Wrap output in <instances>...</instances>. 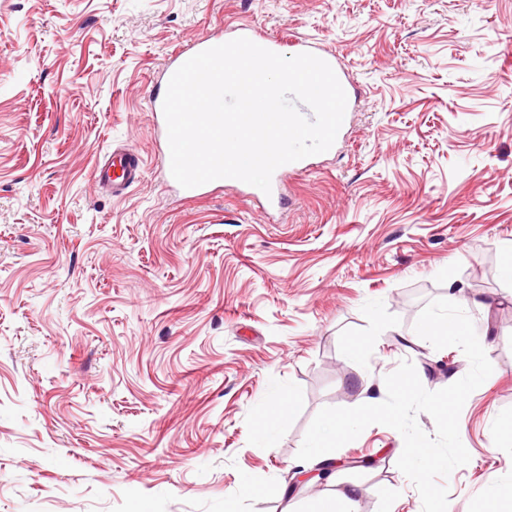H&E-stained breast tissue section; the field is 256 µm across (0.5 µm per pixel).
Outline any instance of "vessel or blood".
Segmentation results:
<instances>
[{"mask_svg": "<svg viewBox=\"0 0 512 512\" xmlns=\"http://www.w3.org/2000/svg\"><path fill=\"white\" fill-rule=\"evenodd\" d=\"M233 37H245L266 48L272 52H280L282 44L276 37L262 32L256 25L246 24L233 29ZM223 34H215L204 39L196 40L187 44L183 49L173 54L160 74L162 88L160 91L151 93L149 96L150 110L154 117V130L158 153L161 158L160 174L166 183H173L174 178L171 174L170 149L168 142V131L163 114V101L165 93L163 87L168 84L173 73L192 56L209 49L211 47L224 44ZM297 52H309L326 61L335 69V74L340 84H347L348 79L343 69L338 66V61L334 54L315 43L305 40L297 41ZM308 159H301L295 162L287 163L275 170L271 179L270 192H263L255 186L249 185L233 178L219 179V186L238 191L252 199L262 202L268 209H282L283 178L294 170H303L309 168ZM142 172V162L138 152L132 146H124L113 150L112 154L103 164L96 167L94 178L99 187L107 193L118 196L123 194L135 181H137Z\"/></svg>", "mask_w": 512, "mask_h": 512, "instance_id": "vessel-or-blood-1", "label": "vessel or blood"}]
</instances>
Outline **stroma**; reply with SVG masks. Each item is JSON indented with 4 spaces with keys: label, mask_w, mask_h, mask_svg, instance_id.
I'll return each instance as SVG.
<instances>
[{
    "label": "stroma",
    "mask_w": 512,
    "mask_h": 512,
    "mask_svg": "<svg viewBox=\"0 0 512 512\" xmlns=\"http://www.w3.org/2000/svg\"><path fill=\"white\" fill-rule=\"evenodd\" d=\"M238 21L287 55L315 39L361 90L275 222L157 171L156 77ZM128 144L140 180L101 193L96 164ZM511 255L512 0H0V512H422L380 424L332 453L363 466L288 486L322 408L384 401L404 360L430 391L468 372L414 330L437 298L493 365L448 510L512 512ZM274 394L293 411L262 441ZM310 512H356V510L354 501L350 498L336 501V498L322 495L313 499Z\"/></svg>",
    "instance_id": "1"
}]
</instances>
